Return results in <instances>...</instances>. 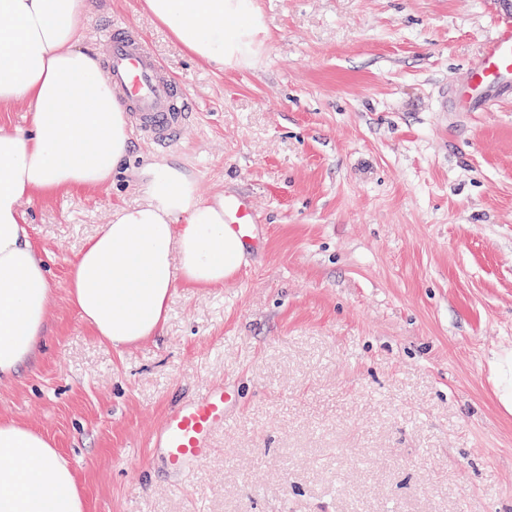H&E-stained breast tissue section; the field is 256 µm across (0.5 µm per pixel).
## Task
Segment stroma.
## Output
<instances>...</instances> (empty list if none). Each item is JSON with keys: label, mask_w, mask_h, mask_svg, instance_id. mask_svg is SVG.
I'll use <instances>...</instances> for the list:
<instances>
[{"label": "stroma", "mask_w": 512, "mask_h": 512, "mask_svg": "<svg viewBox=\"0 0 512 512\" xmlns=\"http://www.w3.org/2000/svg\"><path fill=\"white\" fill-rule=\"evenodd\" d=\"M256 56L191 57L143 0L133 22L192 92L183 144L131 139L108 184L23 202L56 296L44 345L0 381V418L52 440L87 512H512V99L452 112L450 92L512 0H256ZM170 163L199 196H251L268 233L224 284L175 288L159 332L118 349L69 301L72 263L139 170ZM238 418L170 487L148 457L176 399L212 384Z\"/></svg>", "instance_id": "stroma-1"}]
</instances>
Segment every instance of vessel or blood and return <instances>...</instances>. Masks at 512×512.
<instances>
[{
    "mask_svg": "<svg viewBox=\"0 0 512 512\" xmlns=\"http://www.w3.org/2000/svg\"><path fill=\"white\" fill-rule=\"evenodd\" d=\"M99 43L112 90L130 115L135 136L162 150L176 149L194 119L192 95L131 22L102 20ZM506 97H512V21L503 23L484 42L465 79L452 92L451 109L483 112ZM255 212L249 197L225 195V224L258 245L264 228ZM236 419L232 392L221 384L206 386L165 413L149 438L151 457L173 474L199 469L214 449L216 434Z\"/></svg>",
    "mask_w": 512,
    "mask_h": 512,
    "instance_id": "obj_1",
    "label": "vessel or blood"
}]
</instances>
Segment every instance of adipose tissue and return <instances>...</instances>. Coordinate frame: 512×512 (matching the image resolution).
Returning a JSON list of instances; mask_svg holds the SVG:
<instances>
[{"label": "adipose tissue", "mask_w": 512, "mask_h": 512, "mask_svg": "<svg viewBox=\"0 0 512 512\" xmlns=\"http://www.w3.org/2000/svg\"><path fill=\"white\" fill-rule=\"evenodd\" d=\"M193 57L248 63L264 31L255 0H144ZM88 0H0V107L34 105L28 133L0 132V378L34 358L53 300L48 268L28 238L22 201L107 184L129 149L128 116L98 55L81 45ZM144 204L114 212L68 275L73 305L113 347L153 336L176 285L210 288L245 262L224 223V199H201L174 165L141 171ZM0 512H86L85 498L54 443L0 420Z\"/></svg>", "instance_id": "1"}]
</instances>
